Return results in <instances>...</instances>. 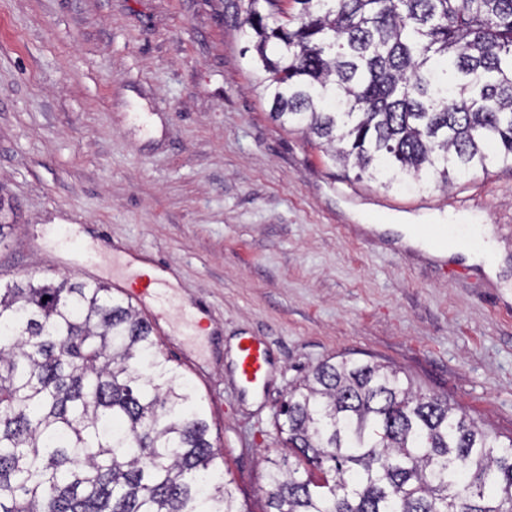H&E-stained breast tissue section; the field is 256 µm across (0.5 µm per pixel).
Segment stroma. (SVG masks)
<instances>
[{
	"instance_id": "stroma-1",
	"label": "stroma",
	"mask_w": 512,
	"mask_h": 512,
	"mask_svg": "<svg viewBox=\"0 0 512 512\" xmlns=\"http://www.w3.org/2000/svg\"><path fill=\"white\" fill-rule=\"evenodd\" d=\"M239 21L235 0H0V275L86 279L56 249L66 227L101 254L97 281L161 266L173 304L140 312L250 512L290 384L334 355L396 365L512 435V171L418 191L335 164L272 118ZM405 224L490 225L507 267L495 282L404 245ZM243 336L269 348L256 399L230 363Z\"/></svg>"
}]
</instances>
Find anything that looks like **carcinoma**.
<instances>
[{"mask_svg": "<svg viewBox=\"0 0 512 512\" xmlns=\"http://www.w3.org/2000/svg\"><path fill=\"white\" fill-rule=\"evenodd\" d=\"M244 0L272 117L387 187L512 169V0ZM265 512H512V437L329 357L276 413ZM202 399L102 282L0 283V512H251Z\"/></svg>", "mask_w": 512, "mask_h": 512, "instance_id": "obj_1", "label": "carcinoma"}]
</instances>
